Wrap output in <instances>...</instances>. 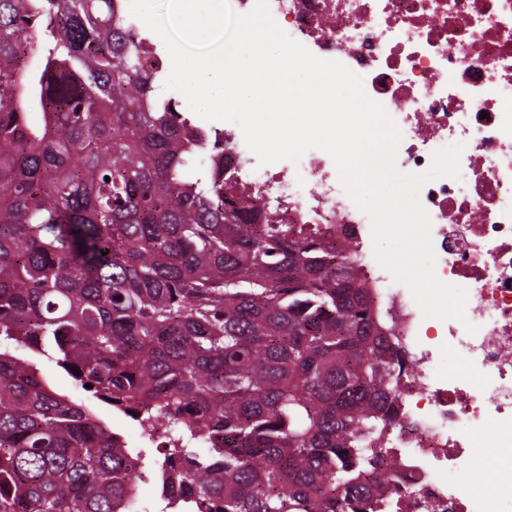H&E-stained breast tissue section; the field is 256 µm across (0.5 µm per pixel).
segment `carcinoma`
<instances>
[{"mask_svg":"<svg viewBox=\"0 0 512 512\" xmlns=\"http://www.w3.org/2000/svg\"><path fill=\"white\" fill-rule=\"evenodd\" d=\"M164 71L123 0H0V512H378L387 315L319 229L252 223ZM44 369L51 374L55 388L60 392L69 395L76 401L85 400V393L76 387L73 380L61 371L56 370L53 364L46 363ZM94 410L98 417L122 434L129 447L140 448L146 444L147 441L141 436L140 429L131 420L112 413V408L107 405L96 404Z\"/></svg>","mask_w":512,"mask_h":512,"instance_id":"obj_1","label":"carcinoma"}]
</instances>
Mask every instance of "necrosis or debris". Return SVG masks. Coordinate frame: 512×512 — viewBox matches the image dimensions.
I'll use <instances>...</instances> for the list:
<instances>
[{
	"instance_id": "1",
	"label": "necrosis or debris",
	"mask_w": 512,
	"mask_h": 512,
	"mask_svg": "<svg viewBox=\"0 0 512 512\" xmlns=\"http://www.w3.org/2000/svg\"><path fill=\"white\" fill-rule=\"evenodd\" d=\"M280 28L315 56L362 76L402 132L405 173L451 139L460 169L420 201L434 273L465 289V320L424 316L371 251L372 223L325 151L259 165L239 127L224 128V186L256 213L318 224L360 259L407 365L396 425L381 439L400 488L390 512H512V0H269ZM475 332H468V325Z\"/></svg>"
}]
</instances>
